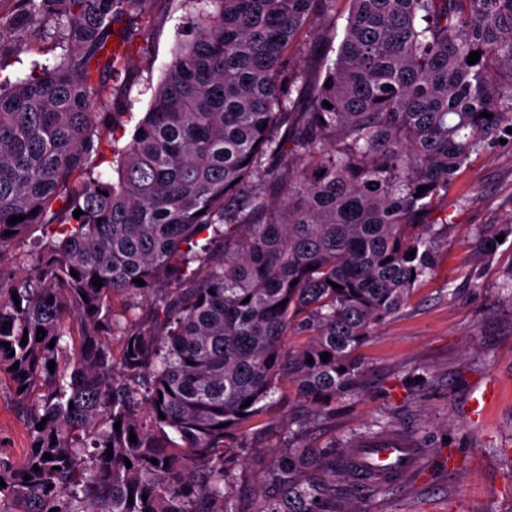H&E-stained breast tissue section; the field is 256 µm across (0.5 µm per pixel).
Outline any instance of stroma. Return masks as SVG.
I'll use <instances>...</instances> for the list:
<instances>
[{"label": "stroma", "instance_id": "obj_1", "mask_svg": "<svg viewBox=\"0 0 512 512\" xmlns=\"http://www.w3.org/2000/svg\"><path fill=\"white\" fill-rule=\"evenodd\" d=\"M149 26L139 28L130 63L112 83V95L97 106L120 113L126 132L147 111L179 33L196 7L190 0H149ZM347 0H337L336 24L294 46L290 58L308 84L322 81L340 43ZM13 42L17 74L32 61L57 59L56 42L37 32L0 29ZM436 264L405 303L361 347L365 372L331 413L311 420L295 387L282 383L263 420L251 426L255 456L241 470V512H253L268 494L263 449L283 448L287 429L300 427L293 447L361 448L371 445L369 427L392 420L390 439L425 451V476L411 475L378 492L336 483L341 512H512V144L494 142L471 155L432 204L424 228ZM497 237L494 251L479 240ZM494 379L500 397L482 424L469 419L477 384ZM29 438L14 406L9 382L0 383V455L22 462Z\"/></svg>", "mask_w": 512, "mask_h": 512}]
</instances>
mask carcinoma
Returning <instances> with one entry per match:
<instances>
[{
  "mask_svg": "<svg viewBox=\"0 0 512 512\" xmlns=\"http://www.w3.org/2000/svg\"><path fill=\"white\" fill-rule=\"evenodd\" d=\"M14 2L10 25L62 53L13 80L0 38V260L41 232L32 273L0 271V378L29 437L0 456V512H240L250 423L284 381L317 414L355 386L354 351L433 270L432 200L512 140V0H349L314 86L289 51L336 0H195L122 147L112 120L110 178L95 108L148 0ZM267 455L282 495L255 512H336V470L358 476L334 447Z\"/></svg>",
  "mask_w": 512,
  "mask_h": 512,
  "instance_id": "obj_1",
  "label": "carcinoma"
}]
</instances>
